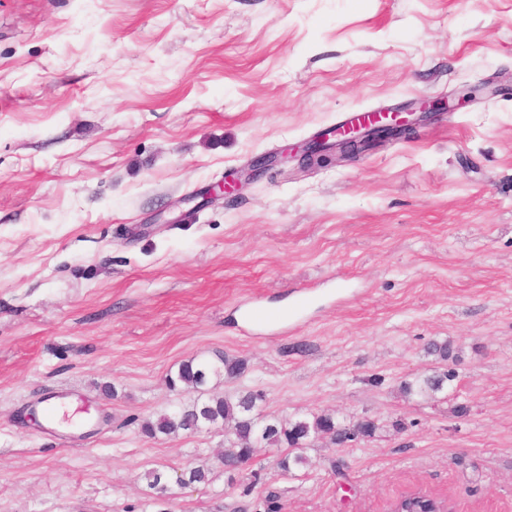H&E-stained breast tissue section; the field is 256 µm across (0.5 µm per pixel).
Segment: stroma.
<instances>
[{"label":"stroma","mask_w":512,"mask_h":512,"mask_svg":"<svg viewBox=\"0 0 512 512\" xmlns=\"http://www.w3.org/2000/svg\"><path fill=\"white\" fill-rule=\"evenodd\" d=\"M423 101L441 113L356 162L179 203L345 113ZM255 301L277 321L245 328ZM224 354L249 369L211 392L376 433L181 486L223 428L140 424L191 400L168 384L183 361ZM446 371L434 397L401 390ZM412 492L512 512V0H0V512H388Z\"/></svg>","instance_id":"35a3bbf8"}]
</instances>
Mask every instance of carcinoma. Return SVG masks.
I'll return each mask as SVG.
<instances>
[{"label": "carcinoma", "mask_w": 512, "mask_h": 512, "mask_svg": "<svg viewBox=\"0 0 512 512\" xmlns=\"http://www.w3.org/2000/svg\"><path fill=\"white\" fill-rule=\"evenodd\" d=\"M248 370V361L244 358L227 355L218 358V363L198 362L190 359L183 362L177 373L169 378L171 386L181 385L197 393V397L181 409L156 418H146L140 425L141 433L150 439L160 435L176 436L180 433H195L204 428L224 427V451L218 456L224 472L236 471L238 464L250 458L259 445L270 448L289 449L278 460L279 468L286 474L297 468L309 466L307 456L300 450L308 447L310 439L328 435L332 444L341 446L358 432L372 436L376 425L366 428L360 426L350 429L336 424L330 414L288 418L263 416L258 410L261 395L252 391L238 392L233 396L212 394L207 389L209 378L213 375L233 379ZM453 374L421 376L404 389L421 396L432 397L442 391L445 383ZM211 468L207 462H201L183 471L184 482L190 484L206 483L210 480Z\"/></svg>", "instance_id": "obj_1"}]
</instances>
